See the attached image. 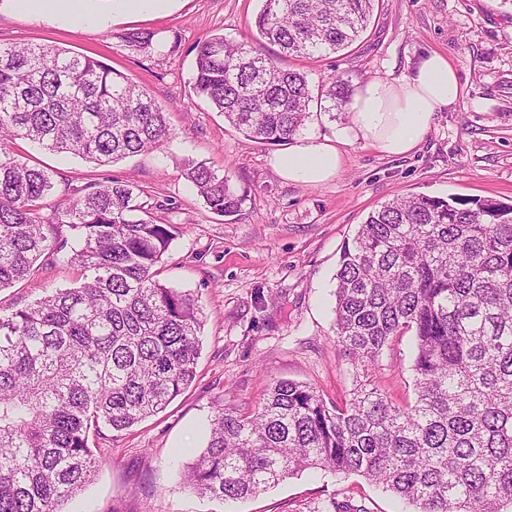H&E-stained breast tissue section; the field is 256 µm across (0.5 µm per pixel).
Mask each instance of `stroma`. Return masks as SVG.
<instances>
[{
	"label": "stroma",
	"instance_id": "1",
	"mask_svg": "<svg viewBox=\"0 0 512 512\" xmlns=\"http://www.w3.org/2000/svg\"><path fill=\"white\" fill-rule=\"evenodd\" d=\"M262 0H167L128 12L118 0H77V24L61 10L35 17L0 0V44H52L102 60L146 89L167 112L171 138L160 148L98 166L21 142L16 150L53 170L48 209L63 208L111 179L131 181L160 222L179 228L160 267L167 286L190 292L204 311L196 376L168 407L122 432L91 436L100 456L95 481L67 512H401L389 492L355 474L303 472L258 497L222 503L181 479L185 449L203 448L211 416L250 414L268 387L292 380L344 405L356 369L335 344V274L341 251L380 205L409 195L512 202V5L507 0H380L351 48L293 61L311 83L333 77L357 94L376 78L410 73L431 51L455 68L457 105L434 113L420 145L388 156L346 146L337 177L308 186L275 168L288 145L255 143L225 123L192 89L199 46L221 34L245 40ZM153 33L151 46L131 40ZM206 164L247 196L240 215L213 214L183 175ZM36 277L0 290V307H22L45 290L81 281L76 267L40 259ZM412 334L393 337L368 380L399 406L414 404Z\"/></svg>",
	"mask_w": 512,
	"mask_h": 512
}]
</instances>
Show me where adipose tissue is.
Segmentation results:
<instances>
[{
	"label": "adipose tissue",
	"instance_id": "obj_1",
	"mask_svg": "<svg viewBox=\"0 0 512 512\" xmlns=\"http://www.w3.org/2000/svg\"><path fill=\"white\" fill-rule=\"evenodd\" d=\"M460 96L458 75L447 59L425 54L410 75L364 83L350 105L348 124L333 139L302 138L274 165L290 182L318 185L341 171L345 145L361 141L390 156L407 155L422 142L434 113L457 104Z\"/></svg>",
	"mask_w": 512,
	"mask_h": 512
}]
</instances>
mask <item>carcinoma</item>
I'll return each instance as SVG.
<instances>
[{
	"label": "carcinoma",
	"mask_w": 512,
	"mask_h": 512,
	"mask_svg": "<svg viewBox=\"0 0 512 512\" xmlns=\"http://www.w3.org/2000/svg\"><path fill=\"white\" fill-rule=\"evenodd\" d=\"M379 0H263L256 33L200 47L193 90L246 137L295 139L348 89L312 85L281 58L344 51ZM279 48L277 56L264 47ZM172 130L155 100L108 64L53 45L0 44V290L62 250L83 282L0 307V512H64L99 467L89 434L123 431L190 385L203 310L157 279L178 234L129 181L99 185L52 217L53 172L10 150L17 140L107 165L158 148ZM184 175L212 213L246 195L189 161ZM336 343L361 371L395 336H415L414 404L359 383L344 407L281 380L246 416L218 410L184 482L223 501L256 497L307 469L357 473L414 512H504L512 505V204L396 198L369 213L336 271Z\"/></svg>",
	"instance_id": "obj_1"
}]
</instances>
